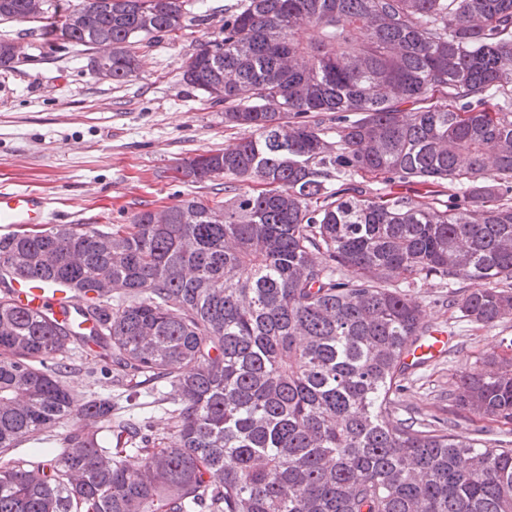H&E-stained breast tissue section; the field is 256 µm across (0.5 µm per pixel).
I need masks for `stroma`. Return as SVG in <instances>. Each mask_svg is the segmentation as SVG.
<instances>
[{"instance_id": "stroma-1", "label": "stroma", "mask_w": 512, "mask_h": 512, "mask_svg": "<svg viewBox=\"0 0 512 512\" xmlns=\"http://www.w3.org/2000/svg\"><path fill=\"white\" fill-rule=\"evenodd\" d=\"M244 0H194L178 35L137 46L138 77L117 85L96 77L88 52L32 41L29 58L0 74V186L35 190L52 202L56 223L71 213L79 224L130 223L134 214L183 199L224 198L213 181L184 177L185 162L249 136L224 126V107L181 81V65L197 46L218 36L225 17ZM438 281L407 286L424 324L454 341L439 360L413 369L397 397L398 415L448 418V388L456 374L480 365L512 341V317L482 326L448 305Z\"/></svg>"}]
</instances>
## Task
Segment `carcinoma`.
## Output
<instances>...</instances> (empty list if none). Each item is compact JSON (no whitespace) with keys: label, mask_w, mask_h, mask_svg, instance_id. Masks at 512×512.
Segmentation results:
<instances>
[{"label":"carcinoma","mask_w":512,"mask_h":512,"mask_svg":"<svg viewBox=\"0 0 512 512\" xmlns=\"http://www.w3.org/2000/svg\"><path fill=\"white\" fill-rule=\"evenodd\" d=\"M48 2L17 39L110 40L117 85L139 69L132 45L192 8ZM86 9L93 28L72 20ZM25 16L0 0L1 22ZM182 82L252 130L183 170L233 197L0 237V512H512V448L455 419L415 429L396 402L430 333L399 280L467 281L461 317L512 316V0H246ZM348 172L463 192L437 209L332 188ZM27 277L68 285L76 315L15 304ZM92 347L108 382L165 405V436L67 388ZM511 351L460 374L451 406L512 425ZM63 420L52 455L8 456Z\"/></svg>","instance_id":"obj_1"}]
</instances>
